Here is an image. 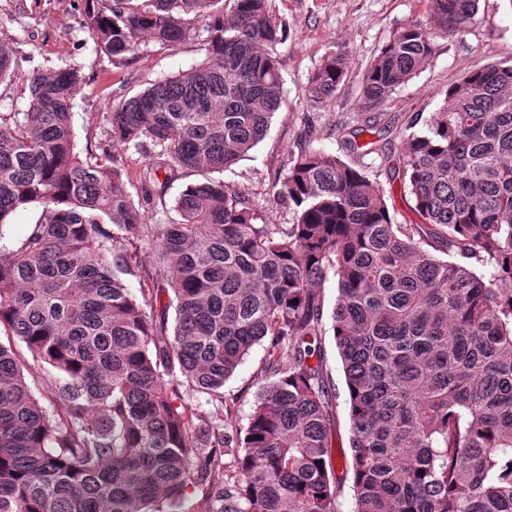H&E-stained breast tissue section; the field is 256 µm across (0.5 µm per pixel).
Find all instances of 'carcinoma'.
Here are the masks:
<instances>
[{"instance_id":"carcinoma-1","label":"carcinoma","mask_w":512,"mask_h":512,"mask_svg":"<svg viewBox=\"0 0 512 512\" xmlns=\"http://www.w3.org/2000/svg\"><path fill=\"white\" fill-rule=\"evenodd\" d=\"M477 2L429 0L426 19L397 29L366 69L363 108L427 64L438 32H465ZM189 14L207 27L205 59L106 116L112 141L149 152L146 187L161 170L230 167L283 104L285 29L270 0H105L89 18L116 58L145 38L190 39ZM16 55L1 38L0 81ZM348 67L328 56L306 94L330 97ZM81 84L75 68L37 71L27 111L0 113V238L13 213L40 207L0 255V334L51 368L40 380L52 398L48 410L25 358L0 342V512H173L186 500L192 512H338L332 394L309 341L323 335L330 272L353 512H512V63L450 85L396 153L343 135L399 180L411 224L394 222L366 166L314 149L276 184L290 224L210 179L175 198L178 218L147 224L112 151H75ZM144 244L156 266L139 301L127 280ZM264 341L271 380L244 433L230 431L224 383ZM226 456L232 475L215 483Z\"/></svg>"}]
</instances>
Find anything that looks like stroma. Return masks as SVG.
Returning <instances> with one entry per match:
<instances>
[{"label":"stroma","instance_id":"stroma-1","mask_svg":"<svg viewBox=\"0 0 512 512\" xmlns=\"http://www.w3.org/2000/svg\"><path fill=\"white\" fill-rule=\"evenodd\" d=\"M272 9L287 29V39L278 47L286 104L265 138L222 175L225 186L243 193L270 224L292 221V211L276 195V182L301 151L337 155L346 132L363 129L369 140L373 129L383 126L390 147L399 148L411 116L438 110L449 85L469 71L512 59V0H478L475 21L465 32L437 38L419 74L387 102L366 111L361 88L369 62L397 28L423 18L426 0H272ZM0 33L18 48L10 77L0 81V113L26 111L33 72L78 68L83 83L74 107L76 148L97 153L107 146L121 157L127 187L141 201L147 223L166 218L167 206L188 185L200 182V173L181 171L168 176L162 195L145 198L140 182L145 156L111 144L105 131L112 107L200 63L205 57L203 37L175 47L147 40L136 52L109 57L95 49L85 0H0ZM331 53L346 55L349 68L335 95L317 102L305 87ZM321 345L336 403L333 461L342 487L338 510L352 512L354 492L344 464L351 453L347 389L332 336H323ZM266 357L264 346H255L224 385V420L236 428L247 426L258 388L266 381Z\"/></svg>","mask_w":512,"mask_h":512}]
</instances>
